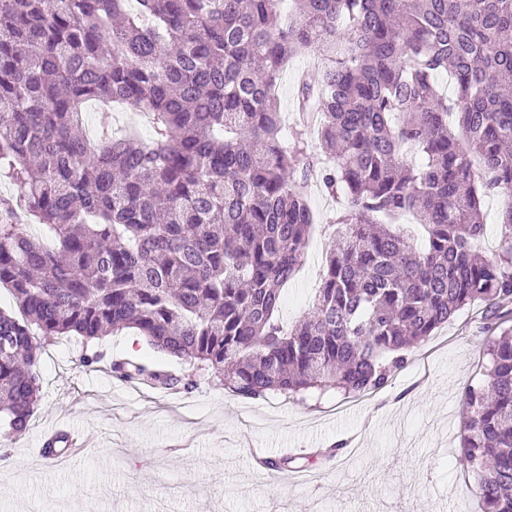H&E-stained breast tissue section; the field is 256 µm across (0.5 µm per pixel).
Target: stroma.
I'll return each instance as SVG.
<instances>
[{"label": "stroma", "mask_w": 512, "mask_h": 512, "mask_svg": "<svg viewBox=\"0 0 512 512\" xmlns=\"http://www.w3.org/2000/svg\"><path fill=\"white\" fill-rule=\"evenodd\" d=\"M319 228L299 275L283 290L282 319H301L343 208L321 185L308 190ZM481 310L467 307L371 396L328 394L303 402L272 393L246 399L212 373L194 389L135 388L110 363L127 356L124 333L106 337L98 368L81 366L80 337L39 358L40 401L0 463V512H480L477 484L460 456L464 389L487 363ZM98 427L96 446L56 465L38 458L56 430ZM346 441L337 457L323 452ZM306 458L309 480L271 482L254 448Z\"/></svg>", "instance_id": "35a3bbf8"}]
</instances>
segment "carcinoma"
Instances as JSON below:
<instances>
[{
  "mask_svg": "<svg viewBox=\"0 0 512 512\" xmlns=\"http://www.w3.org/2000/svg\"><path fill=\"white\" fill-rule=\"evenodd\" d=\"M282 2L0 0V177L19 189L0 198V287L17 306L0 308V438L26 430L38 350L61 336L133 328L245 398L356 397L481 304L488 365L459 451L482 512H512V0H295L286 19ZM302 56L320 61L297 111L317 116L321 159L275 93ZM90 100L151 115L155 137L82 133ZM312 173L347 207L308 312L286 325ZM407 214L420 244L395 227ZM112 371L182 382L147 360ZM500 201L499 198L489 195L484 200V211L486 212V233L479 243L484 255H491L500 247L499 222Z\"/></svg>",
  "mask_w": 512,
  "mask_h": 512,
  "instance_id": "1",
  "label": "carcinoma"
}]
</instances>
